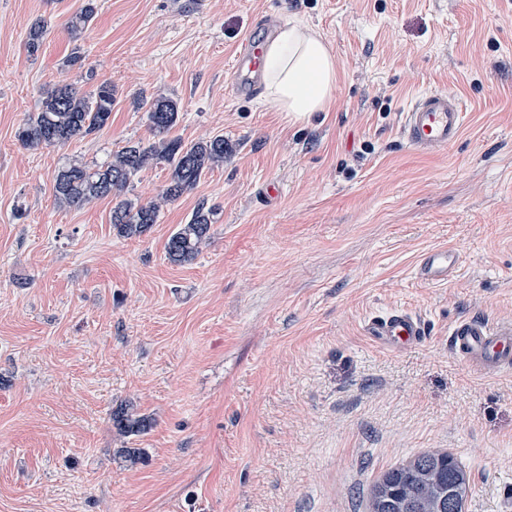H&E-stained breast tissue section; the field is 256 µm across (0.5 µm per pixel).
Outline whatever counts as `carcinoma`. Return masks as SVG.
Here are the masks:
<instances>
[{
  "label": "carcinoma",
  "mask_w": 512,
  "mask_h": 512,
  "mask_svg": "<svg viewBox=\"0 0 512 512\" xmlns=\"http://www.w3.org/2000/svg\"><path fill=\"white\" fill-rule=\"evenodd\" d=\"M96 15L97 0H84L68 21L74 37L87 31ZM46 34L44 20L31 22L27 32L30 54L39 51ZM114 103L115 88L109 81L100 82L89 97L69 84L55 87L18 129L17 138L30 149L60 147L73 139L86 138L109 123ZM133 106L145 113L153 140L129 138L101 166L72 163L59 169L53 179L54 200L60 206L80 207L112 198V227L126 238L145 235L159 219L153 203L127 196L138 173L152 163L167 164L170 176L162 194L176 201L192 192L208 170L224 162L226 153L222 134L191 143L170 136L179 121L177 101L141 92L133 98ZM215 223L216 211L206 200H200L188 222L179 225L168 238V260L176 265L194 261L200 245L211 239ZM111 423L124 436H137L151 427L150 419L136 412L130 403L112 409ZM463 471L464 465L451 454L420 452L409 462L387 469L369 488L367 501H376L372 512H464L471 487H461Z\"/></svg>",
  "instance_id": "1"
}]
</instances>
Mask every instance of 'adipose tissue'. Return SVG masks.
Returning <instances> with one entry per match:
<instances>
[{"label":"adipose tissue","mask_w":512,"mask_h":512,"mask_svg":"<svg viewBox=\"0 0 512 512\" xmlns=\"http://www.w3.org/2000/svg\"><path fill=\"white\" fill-rule=\"evenodd\" d=\"M265 90L277 111L300 119L325 111L336 85V60L322 35L302 20L281 26L264 54Z\"/></svg>","instance_id":"ef3b65f1"}]
</instances>
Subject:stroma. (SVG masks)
<instances>
[{
	"instance_id": "1",
	"label": "stroma",
	"mask_w": 512,
	"mask_h": 512,
	"mask_svg": "<svg viewBox=\"0 0 512 512\" xmlns=\"http://www.w3.org/2000/svg\"><path fill=\"white\" fill-rule=\"evenodd\" d=\"M82 3L0 0V512H362L381 472L432 448L469 470L465 512H507L512 373L458 364L448 327L512 319V0H98L75 42ZM271 12L330 44L327 111L296 120L229 93L233 48ZM76 45L82 65L66 68ZM104 80L116 102L95 135L17 139L47 89ZM142 89L179 101L173 136L220 134L229 152L173 202L159 199L165 164L141 171L133 192L159 220L130 239L111 199L57 207L53 178L151 139L131 104ZM448 89L470 109L460 142L408 148L401 112ZM201 198L211 239L172 264L165 244ZM436 245L460 265L429 287L413 270ZM397 307L427 320L424 345L364 336ZM124 402L147 433L113 430ZM97 0H85L78 12L68 21V28L75 38L87 31L97 15Z\"/></svg>"
}]
</instances>
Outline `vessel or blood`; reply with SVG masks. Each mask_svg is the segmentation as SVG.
<instances>
[{
    "label": "vessel or blood",
    "instance_id": "1",
    "mask_svg": "<svg viewBox=\"0 0 512 512\" xmlns=\"http://www.w3.org/2000/svg\"><path fill=\"white\" fill-rule=\"evenodd\" d=\"M273 36V22L260 25L244 36L231 57L233 97L249 99L258 95L264 83L262 55ZM467 125V109L453 92L420 94L401 114L402 139L423 154L447 152L462 136ZM459 266L457 252L448 246L423 251L415 267L419 281L434 287L447 284ZM365 336L389 351L420 345L428 334L425 319L404 309L373 316L363 326ZM448 352L460 364L477 374L512 371V321L484 317H462L448 331Z\"/></svg>",
    "mask_w": 512,
    "mask_h": 512
}]
</instances>
